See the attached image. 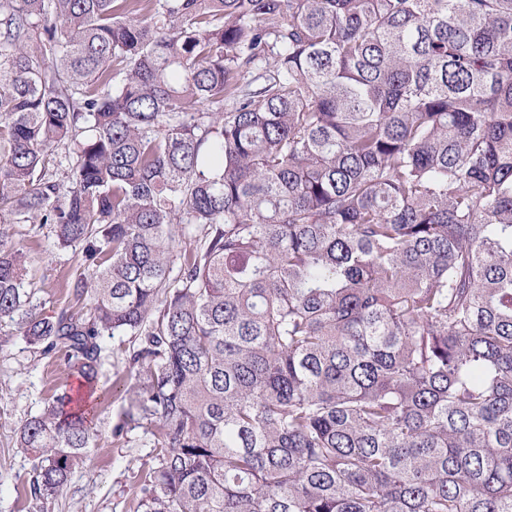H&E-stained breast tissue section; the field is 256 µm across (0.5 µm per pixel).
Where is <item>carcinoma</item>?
Instances as JSON below:
<instances>
[{"instance_id": "obj_1", "label": "carcinoma", "mask_w": 512, "mask_h": 512, "mask_svg": "<svg viewBox=\"0 0 512 512\" xmlns=\"http://www.w3.org/2000/svg\"><path fill=\"white\" fill-rule=\"evenodd\" d=\"M21 222L77 307L1 231L0 322L91 391L134 338L136 512H512V0H0ZM89 414L20 428L31 495ZM3 228L12 244L23 249L30 260L35 283L33 303L45 313L72 305L66 283L80 263L79 250L57 248L48 224H5Z\"/></svg>"}]
</instances>
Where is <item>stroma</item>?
<instances>
[{
  "label": "stroma",
  "instance_id": "35a3bbf8",
  "mask_svg": "<svg viewBox=\"0 0 512 512\" xmlns=\"http://www.w3.org/2000/svg\"><path fill=\"white\" fill-rule=\"evenodd\" d=\"M12 244L24 250L34 279V304L46 313L71 305L67 280L79 265L74 249L54 244L50 226L5 227ZM96 394L98 444L75 468L63 496L46 502L31 496L32 460L16 446V435L66 385L61 355L42 356L14 325L0 324V512H134L138 475L152 462L146 427L128 420V395L116 383L128 369L127 336H103Z\"/></svg>",
  "mask_w": 512,
  "mask_h": 512
}]
</instances>
